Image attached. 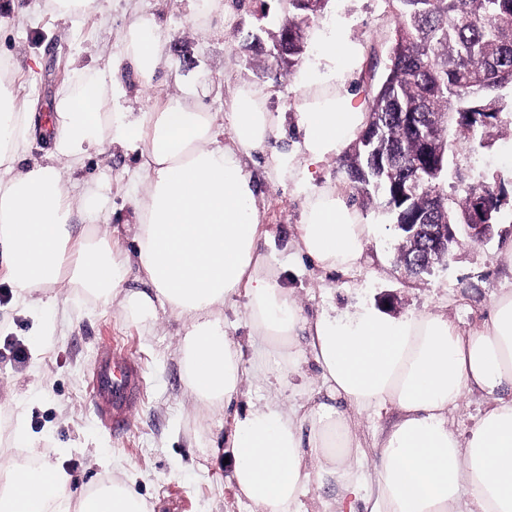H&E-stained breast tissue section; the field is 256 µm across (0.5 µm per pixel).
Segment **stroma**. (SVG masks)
<instances>
[{"instance_id":"35a3bbf8","label":"stroma","mask_w":512,"mask_h":512,"mask_svg":"<svg viewBox=\"0 0 512 512\" xmlns=\"http://www.w3.org/2000/svg\"><path fill=\"white\" fill-rule=\"evenodd\" d=\"M221 3L229 22L214 16L193 21L190 0H100L97 10L72 19L55 13L49 0H0V16L7 18L0 25V58L9 63L8 89L29 102L33 112L28 158L41 159L51 148L46 126L57 97L77 88L81 75L103 67L137 12L156 15L167 44L152 85L124 73L123 105L148 112L157 96L186 86L197 90L203 108L220 113L239 85L256 84L267 93L269 111L283 115L279 149H290L298 136L297 83L318 62L317 41L307 39L294 59L277 56L274 42L288 20L286 0ZM342 24L362 46L355 84L361 98L371 101L375 82L370 73L391 45L396 10L386 0H329L318 29L325 33ZM141 163L136 154L93 151L81 169L68 175L81 194L101 181L111 182L106 226L125 249L131 246L128 188ZM245 169L256 188L259 221L270 233L269 264L305 314L330 304L342 315L372 304L394 318L444 313L465 331L483 319L494 296L512 290V270L496 258L512 240L510 113L488 130L483 146L474 149L460 141L450 166L453 183L504 181L506 196L492 239L464 245L449 262L419 277L406 275L396 260L399 233L383 201L361 206L352 195L348 204L382 232L366 244L359 269L347 275L323 273L297 255L302 194L270 180L265 157L247 160ZM7 288L0 278L1 453L61 465L83 484L120 479L146 500L149 512H253L250 502L238 497L232 467L224 462L231 415L198 409L185 390L180 318L163 312L155 322L143 323L118 304L95 302L66 284L51 290L50 305L17 306L5 297ZM13 344L24 348L23 362L10 355ZM116 345L141 362L145 392L127 430L115 434L93 412L88 379L98 358ZM19 425L32 435V447L12 444L9 433Z\"/></svg>"}]
</instances>
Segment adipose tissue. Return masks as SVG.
<instances>
[{
  "instance_id": "adipose-tissue-1",
  "label": "adipose tissue",
  "mask_w": 512,
  "mask_h": 512,
  "mask_svg": "<svg viewBox=\"0 0 512 512\" xmlns=\"http://www.w3.org/2000/svg\"><path fill=\"white\" fill-rule=\"evenodd\" d=\"M166 37L154 16L135 14L105 67L55 103L52 149L26 162L27 102L0 96V268L14 301L40 304L69 279L94 300L145 323L167 310L184 320L180 340L187 393L205 408L228 407L250 377H274L279 392L236 412L228 448L238 497L254 512H307L308 484L336 486L319 512H512V292L494 298L486 319L460 333L447 315L401 318L372 305L346 318L322 309L307 317L267 261L255 191L242 161L268 155L273 181L304 196L300 252L317 267L347 273L374 232L348 206L342 187L314 188V172L358 140L366 104L354 84L362 48L344 28L324 39L319 64L300 85L292 153L276 150L280 115L261 88L240 85L223 116L202 109L186 88L153 111L121 106L119 75L150 83ZM146 156L128 192L133 259L111 238L90 235L102 221L107 188L73 194L60 164L78 167L92 150ZM83 223H74V216ZM150 291L121 292L129 263ZM245 296L255 355L244 363L224 331V307ZM283 364L270 371L272 353ZM319 368L321 396L284 404L281 390L305 355ZM490 405L467 437L449 416L468 394ZM395 411L371 457L372 481L353 468L357 416ZM0 512H148L123 482L74 489L72 475L42 461L0 458Z\"/></svg>"
}]
</instances>
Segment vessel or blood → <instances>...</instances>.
Returning a JSON list of instances; mask_svg holds the SVG:
<instances>
[{"mask_svg": "<svg viewBox=\"0 0 512 512\" xmlns=\"http://www.w3.org/2000/svg\"><path fill=\"white\" fill-rule=\"evenodd\" d=\"M142 387L139 364L124 348L113 347L111 355L98 361L88 384L90 401L101 424L115 432L126 430Z\"/></svg>", "mask_w": 512, "mask_h": 512, "instance_id": "obj_1", "label": "vessel or blood"}]
</instances>
